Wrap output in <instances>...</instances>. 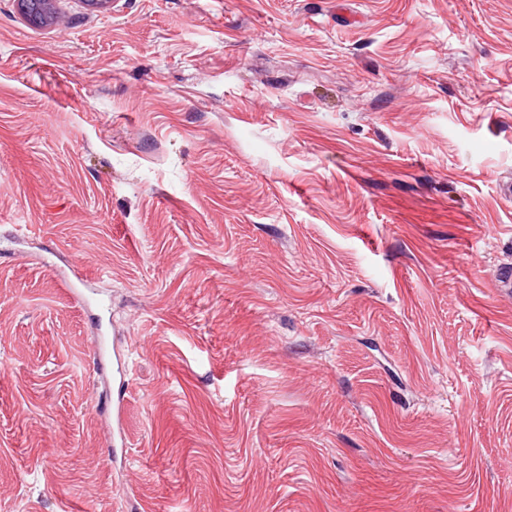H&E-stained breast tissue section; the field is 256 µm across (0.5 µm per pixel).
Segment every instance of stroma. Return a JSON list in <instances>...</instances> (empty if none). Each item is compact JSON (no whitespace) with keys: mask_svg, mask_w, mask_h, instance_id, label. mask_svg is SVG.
<instances>
[{"mask_svg":"<svg viewBox=\"0 0 512 512\" xmlns=\"http://www.w3.org/2000/svg\"><path fill=\"white\" fill-rule=\"evenodd\" d=\"M508 183L512 0H0V512H512ZM126 372L127 367L125 361L118 359L113 366L114 386L112 391V408L117 410L120 415L126 394Z\"/></svg>","mask_w":512,"mask_h":512,"instance_id":"stroma-1","label":"stroma"}]
</instances>
